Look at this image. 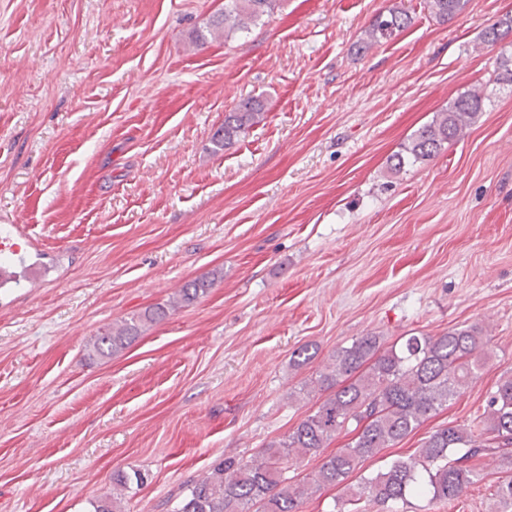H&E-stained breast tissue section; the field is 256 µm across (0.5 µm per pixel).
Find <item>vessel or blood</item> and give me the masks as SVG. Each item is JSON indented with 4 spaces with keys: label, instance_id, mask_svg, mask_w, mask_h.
Returning <instances> with one entry per match:
<instances>
[{
    "label": "vessel or blood",
    "instance_id": "1",
    "mask_svg": "<svg viewBox=\"0 0 512 512\" xmlns=\"http://www.w3.org/2000/svg\"><path fill=\"white\" fill-rule=\"evenodd\" d=\"M26 227L22 224L0 225V289L15 288L33 292L43 287L48 280L49 270L24 264L20 241L26 238Z\"/></svg>",
    "mask_w": 512,
    "mask_h": 512
}]
</instances>
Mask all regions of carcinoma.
Wrapping results in <instances>:
<instances>
[{
    "label": "carcinoma",
    "mask_w": 512,
    "mask_h": 512,
    "mask_svg": "<svg viewBox=\"0 0 512 512\" xmlns=\"http://www.w3.org/2000/svg\"><path fill=\"white\" fill-rule=\"evenodd\" d=\"M275 2L224 0V11L213 16L196 40L204 43L210 37L242 32L270 16ZM466 5L467 0H426L430 14L442 22L460 14ZM411 22L406 10L389 8L367 29L362 48L394 39ZM511 31L512 18L507 16L485 29L483 41L490 44L491 35L502 37ZM482 105L479 90L459 95L392 155L390 170L398 173L410 162L438 155L445 144L464 135ZM265 109L264 100L257 96L224 113V123L212 138L214 149L233 145L263 119ZM212 285L207 276L186 281L167 303L134 313L98 333L90 342V356H112L141 336L145 325L191 305ZM488 345L483 328L471 324L439 336H403L388 347L367 335L336 348L328 365L301 388L320 394L317 407L258 456L225 457L204 476L184 483L176 512H301L303 499L343 485L364 462L399 444L447 408L479 378ZM484 423L485 433L460 424L432 431L415 454L347 486L338 512H357L355 505L364 498L382 507L406 503L413 496L455 500L467 485L479 480L478 465L486 457L496 458L505 473L494 485L493 512H512V374L500 378L487 396ZM341 434L348 437L343 448L323 455L324 448ZM307 457L322 458L320 467L301 483L289 484L284 474ZM133 483L143 484L144 475L137 470L116 474L112 494L90 501V512H123L124 491Z\"/></svg>",
    "instance_id": "1"
}]
</instances>
